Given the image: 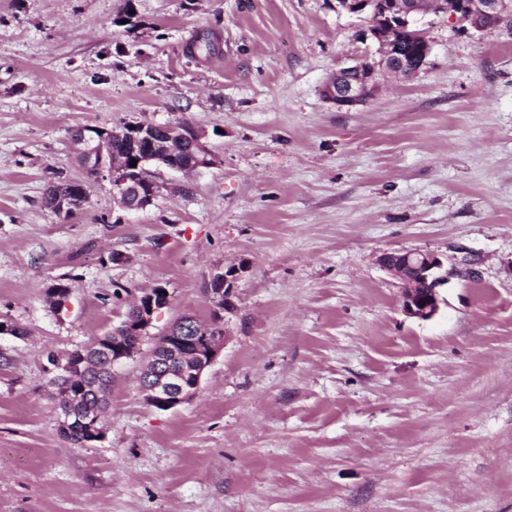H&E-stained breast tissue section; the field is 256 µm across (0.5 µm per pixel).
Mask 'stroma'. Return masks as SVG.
<instances>
[{"label": "stroma", "mask_w": 512, "mask_h": 512, "mask_svg": "<svg viewBox=\"0 0 512 512\" xmlns=\"http://www.w3.org/2000/svg\"><path fill=\"white\" fill-rule=\"evenodd\" d=\"M369 26L336 0H0V321L27 331L0 334V512H512V35L424 14L427 65L336 108L321 86L375 56ZM182 118L216 163L156 168L147 209L77 160L73 129ZM59 177L89 192L65 221ZM415 249L452 272L426 321L378 264ZM218 266L240 270L224 348L155 409L143 354L209 321ZM157 285L104 440L73 445L49 356ZM62 181L65 180L49 182V184L44 190L42 202L44 206L47 209H49L52 213H54L59 219L67 220L74 215V211H80L86 206V204L88 203V198L82 199L77 196L81 195L85 191V187L82 183L70 182L68 183V185L62 186V189L67 188V192L65 193L66 196L62 199V201L63 203H65L66 199H69L70 195L74 196L73 201L71 203L73 209H67L66 211H62L61 206L58 203L57 197V192Z\"/></svg>", "instance_id": "obj_1"}]
</instances>
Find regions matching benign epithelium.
<instances>
[{"label":"benign epithelium","mask_w":512,"mask_h":512,"mask_svg":"<svg viewBox=\"0 0 512 512\" xmlns=\"http://www.w3.org/2000/svg\"><path fill=\"white\" fill-rule=\"evenodd\" d=\"M338 7L351 14H369L373 25L370 32L378 44V57L358 61L339 69L321 88L323 98L337 108H352L371 98L379 86V76L391 73L409 79L427 64L432 45L426 33L419 27L420 15L428 11L444 13L461 23L466 29L484 32L499 28L502 21L512 17V0H389L382 11L377 0H336ZM196 162L193 171L209 169L216 163L208 135L205 131L191 128ZM112 136L127 137L139 146L136 167L119 165L105 156L104 138L93 131L83 134L80 155L84 167L97 174L106 173L113 186V194L121 207L141 210L150 206L157 196L155 186L140 181L139 169L153 165L182 171L184 167L174 161L172 145L166 144L159 151L149 136L147 126L112 128ZM379 266L400 280L402 285L403 311L420 320L432 318L439 310V289L448 284V274L443 272V261L433 252L423 250H394L383 253ZM236 273H225L215 268L208 279L207 299L210 311L221 317L235 310ZM432 282L429 293H423L422 284ZM169 294L155 296L152 293L139 303L140 311L126 326L130 336L146 335L156 317L169 306ZM201 332L187 327L175 328L172 338L164 345L161 356L151 358L141 376L146 379L145 393L149 405L160 410L174 409L190 401L197 393L205 371L220 355L224 338H205L197 342ZM112 367H118L132 358L136 348L115 336L112 338ZM85 426L87 442L104 438V431L91 415H81L75 405L67 406L60 416L58 426L66 429L74 419Z\"/></svg>","instance_id":"obj_1"}]
</instances>
